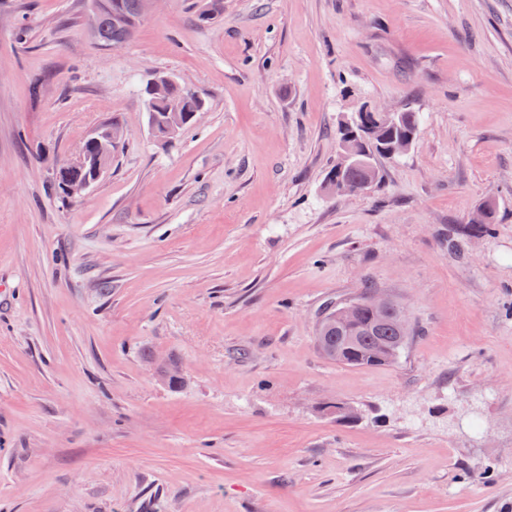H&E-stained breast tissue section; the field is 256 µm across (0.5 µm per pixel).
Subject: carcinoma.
<instances>
[{
    "instance_id": "cac0c4a2",
    "label": "carcinoma",
    "mask_w": 512,
    "mask_h": 512,
    "mask_svg": "<svg viewBox=\"0 0 512 512\" xmlns=\"http://www.w3.org/2000/svg\"><path fill=\"white\" fill-rule=\"evenodd\" d=\"M224 14V0H204L199 13V20L210 23ZM143 15L140 0H90L87 25L96 40L104 47H117L131 37ZM184 97L181 86L171 88L167 96L154 104L156 127H161L163 113L180 103ZM419 128V113L410 109L399 112L396 123L386 127V136L390 139L413 133ZM383 143L371 139L361 141L358 150L360 162L346 165L338 170L331 167L325 176V182L332 184L341 181L350 190L363 191L378 186L383 180V169L371 168L366 161L373 156L384 158L380 147ZM92 176L90 166L65 165L59 168L54 178V188L59 198L66 199L65 187L71 181L83 180ZM483 219L478 224H466L455 230V234L467 237L486 233L489 225L496 223V206L488 202L482 207ZM366 294H361L353 301L359 303L351 317L340 322L336 320L338 306L330 305L317 329V343L322 355L329 361L354 367L388 365L396 360L409 336L411 329L399 325L393 310L399 306L394 301L392 306L373 309L364 303Z\"/></svg>"
}]
</instances>
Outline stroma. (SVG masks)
Returning a JSON list of instances; mask_svg holds the SVG:
<instances>
[{
  "label": "stroma",
  "mask_w": 512,
  "mask_h": 512,
  "mask_svg": "<svg viewBox=\"0 0 512 512\" xmlns=\"http://www.w3.org/2000/svg\"><path fill=\"white\" fill-rule=\"evenodd\" d=\"M199 7L102 48L86 0H0V512H512V0ZM149 71L208 103L170 142ZM359 96L420 128L334 197ZM115 116L108 173L61 201ZM368 285L416 334L331 363L321 311ZM117 127H121V123L119 120L112 118V123L104 126V129L113 130ZM123 135L124 128L113 130L112 133L109 134H102L99 132V130L95 131L87 138V140H85L78 154L69 161L68 164L74 166L65 165L57 170L54 178V188L56 194L59 195V198L62 201H65L66 196L68 199L72 200L84 197L107 173V168L105 164L102 163V160H91L89 151L93 152L95 147L92 145L88 149V146L91 144H97L100 149V153L107 154L112 146L113 141L121 139ZM88 163H90L94 168V179L92 181L71 182L83 180L92 176V170L90 166L86 165ZM483 219L478 224H466L455 230L457 235L475 237L486 233L490 224H496L497 210L496 206L488 202L482 207Z\"/></svg>",
  "instance_id": "1"
}]
</instances>
